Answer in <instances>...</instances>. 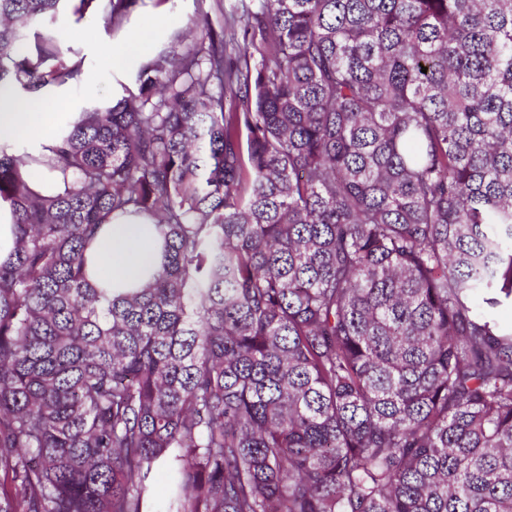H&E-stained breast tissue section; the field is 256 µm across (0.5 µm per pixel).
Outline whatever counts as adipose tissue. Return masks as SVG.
<instances>
[{"label": "adipose tissue", "instance_id": "adipose-tissue-1", "mask_svg": "<svg viewBox=\"0 0 512 512\" xmlns=\"http://www.w3.org/2000/svg\"><path fill=\"white\" fill-rule=\"evenodd\" d=\"M58 106V112L50 118L31 111L26 100L0 104V134L18 135L44 145L52 143L60 130L71 127L79 118L68 102L59 101ZM87 255L93 281L111 288L141 286L146 272L162 261L153 228L134 216L117 217L104 225Z\"/></svg>", "mask_w": 512, "mask_h": 512}]
</instances>
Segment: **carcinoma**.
Masks as SVG:
<instances>
[{"mask_svg":"<svg viewBox=\"0 0 512 512\" xmlns=\"http://www.w3.org/2000/svg\"><path fill=\"white\" fill-rule=\"evenodd\" d=\"M64 2L0 0V90L78 79L29 39ZM230 19L40 155L0 139V512H512V325L477 303L512 299V0ZM126 214L163 261L100 288ZM14 217L8 206L0 207V262L7 260L13 248Z\"/></svg>","mask_w":512,"mask_h":512,"instance_id":"1","label":"carcinoma"}]
</instances>
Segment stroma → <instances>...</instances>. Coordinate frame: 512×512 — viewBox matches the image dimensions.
Instances as JSON below:
<instances>
[{
    "label": "stroma",
    "instance_id": "35a3bbf8",
    "mask_svg": "<svg viewBox=\"0 0 512 512\" xmlns=\"http://www.w3.org/2000/svg\"><path fill=\"white\" fill-rule=\"evenodd\" d=\"M238 0H140L121 32H113L99 13L80 12L68 6L55 19L53 27L66 46L84 61L80 81L52 85L47 96L64 95L83 111L88 104H107L132 84L135 63L139 57L160 49L166 37L186 27L190 19L207 17L219 22L228 15ZM138 39L139 49L131 53L122 68L112 66L109 47L117 42Z\"/></svg>",
    "mask_w": 512,
    "mask_h": 512
}]
</instances>
